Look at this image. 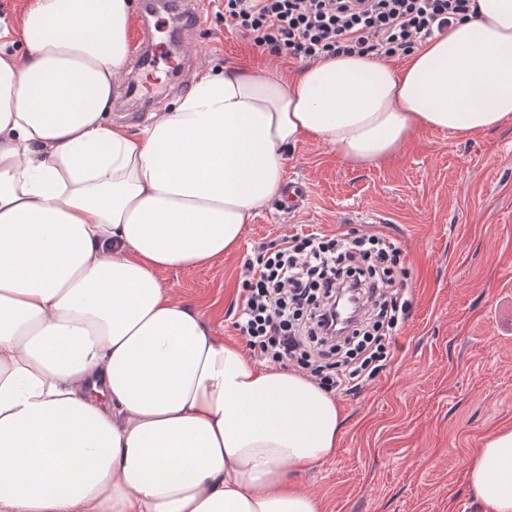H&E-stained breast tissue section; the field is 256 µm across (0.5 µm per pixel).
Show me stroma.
I'll use <instances>...</instances> for the list:
<instances>
[{
	"label": "stroma",
	"mask_w": 512,
	"mask_h": 512,
	"mask_svg": "<svg viewBox=\"0 0 512 512\" xmlns=\"http://www.w3.org/2000/svg\"><path fill=\"white\" fill-rule=\"evenodd\" d=\"M200 2L202 23L178 32L171 14L145 16L144 0H132L130 57L141 52L145 20L158 25L156 42L174 31L181 44L182 66L158 64L156 111H173L204 69L286 79L299 70L225 26L224 0ZM285 179L305 189L298 214L271 199L222 264L166 272L167 287L237 344L245 260L287 232L357 235L383 225L400 250L410 316L385 368L359 394L338 395L335 455L295 482L321 512H484L460 463L487 435L512 429V121L466 139L425 129L395 155L358 167L305 140L289 149Z\"/></svg>",
	"instance_id": "1"
}]
</instances>
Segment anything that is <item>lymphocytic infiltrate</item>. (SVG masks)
I'll list each match as a JSON object with an SVG mask.
<instances>
[{"instance_id": "f902f5d3", "label": "lymphocytic infiltrate", "mask_w": 512, "mask_h": 512, "mask_svg": "<svg viewBox=\"0 0 512 512\" xmlns=\"http://www.w3.org/2000/svg\"><path fill=\"white\" fill-rule=\"evenodd\" d=\"M470 0H224V22L274 56L306 63L355 55L401 59L467 17ZM397 248L359 236L285 234L243 267L235 327L253 356L305 371L325 391L359 392L384 366L408 317ZM359 309L334 335L340 294Z\"/></svg>"}]
</instances>
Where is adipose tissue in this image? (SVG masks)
I'll return each mask as SVG.
<instances>
[{
    "instance_id": "ef3b65f1",
    "label": "adipose tissue",
    "mask_w": 512,
    "mask_h": 512,
    "mask_svg": "<svg viewBox=\"0 0 512 512\" xmlns=\"http://www.w3.org/2000/svg\"><path fill=\"white\" fill-rule=\"evenodd\" d=\"M131 0H29L0 50V512H320L293 472L330 458L336 399L257 365L164 288L211 267L278 196L287 147L372 163L422 128L512 120V0L401 66L337 56L290 80L199 73L141 133L115 124ZM512 512V429L463 464Z\"/></svg>"
}]
</instances>
